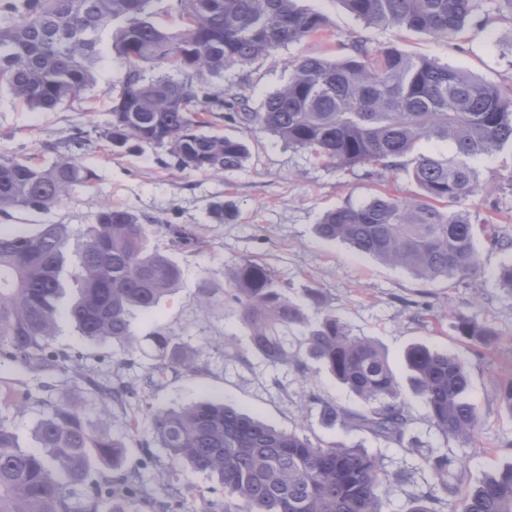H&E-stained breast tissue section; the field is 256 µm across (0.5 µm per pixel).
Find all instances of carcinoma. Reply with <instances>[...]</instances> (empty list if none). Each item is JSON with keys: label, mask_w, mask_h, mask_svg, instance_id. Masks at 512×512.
Instances as JSON below:
<instances>
[{"label": "carcinoma", "mask_w": 512, "mask_h": 512, "mask_svg": "<svg viewBox=\"0 0 512 512\" xmlns=\"http://www.w3.org/2000/svg\"><path fill=\"white\" fill-rule=\"evenodd\" d=\"M158 0H0V89L33 109L56 110L93 90L103 35L128 64L112 89L111 120L98 132L105 150L132 144L160 151L179 170L230 173L249 157L245 142L212 131L222 121L261 130L317 161L339 169L367 168L380 177L405 170L420 193L387 191L359 205L327 211L318 234L399 266L423 282L448 287L475 280L481 261L465 202L482 189L478 162L512 150V86L482 81L434 59L408 54L393 43L352 37L336 59L302 56L289 61L288 83L269 93L259 109L245 92L212 82L282 47L330 33L325 16L300 0H176L180 24L169 31L153 21ZM369 26L457 39L481 0H342ZM166 62L175 75H149ZM448 143L446 157L403 158L424 140ZM92 174L72 155L46 164L35 156L0 153V216L18 209L48 210ZM491 245L512 251V238L486 221ZM170 224L128 208L105 205L85 233L66 224H42L32 235L0 231V358L33 372L67 370L71 355L55 349L57 322L66 317L89 340L138 344L137 313L149 314L179 287L182 272L153 244ZM71 289L73 299L61 306ZM235 311L254 351L273 366L307 371L305 358L322 363L336 381L365 403L360 411L326 405L329 426L366 432L416 453L407 439L413 420L385 352L353 336L331 312L311 324L285 296L272 267L243 259L224 267V287L204 285L200 306L215 302ZM305 327L306 351L293 348L288 330ZM458 332L490 350L499 333L487 322L459 320ZM157 377L168 370L195 372L196 351L166 326L154 330ZM411 386L422 399L440 442L424 458L435 487L454 494L463 479L452 469L448 442L469 446L482 421L470 397V373L454 356L416 343L405 355ZM101 413H112L135 393L127 385L82 378ZM499 406L512 416V378L499 383ZM30 396L0 393V512H123L118 499L157 502L165 512H195L199 494L175 496L171 482L150 489L140 471L87 484L95 464L118 469L126 445L92 424L81 403L49 404L37 422V447L24 449L9 415ZM143 446L217 477L224 512H382L390 474L366 449L343 442L315 444L215 400L180 409H152ZM458 512H512V463L469 490Z\"/></svg>", "instance_id": "obj_1"}]
</instances>
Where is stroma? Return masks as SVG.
I'll use <instances>...</instances> for the list:
<instances>
[{"label":"stroma","instance_id":"1","mask_svg":"<svg viewBox=\"0 0 512 512\" xmlns=\"http://www.w3.org/2000/svg\"><path fill=\"white\" fill-rule=\"evenodd\" d=\"M303 4L323 14L333 34L288 45L247 66L225 71L224 85L246 84L252 107H259L267 93L287 83L289 59L342 57L355 35L374 44L393 42L410 55L435 58L485 81L512 85V23L500 19L491 5L477 12L460 40L444 43L395 27L364 25L341 0H303ZM126 68L125 59L106 41L91 102L76 100L43 111L0 91V152L36 154L46 162L69 153L93 175L91 186L72 187L51 209L19 210L0 217V229L31 234L42 224H65L78 235L102 205L112 204L163 224L186 227L196 238L195 244L171 252L183 273L176 293L162 301L155 313L137 315L134 328L141 336L160 325L174 328L181 343L196 349L197 372L168 373L153 388L149 379L154 362L147 349L121 352L112 342L80 336L67 322L61 323L54 342L56 348L78 356L85 376L104 383L122 381L138 390V398L113 407L105 426L112 438L127 445L125 469H141L150 487L170 476L178 488L201 492L195 503L198 512H207L210 504H222L224 489L217 478L186 466L174 467L163 449L145 451L141 436L130 427L135 418L147 423L155 407L177 408L221 399L278 429L307 436L313 443L342 441L367 448L388 472L411 470V481L388 483L383 512H409L413 499L429 491L431 478L418 456L365 432L324 424V405L357 410L363 403L323 367L314 363L302 374L291 367L272 366L252 351L249 331L237 315L221 308L201 311V285L223 282L225 265L243 258L269 263L286 295L302 307L309 320H316L321 312H333L352 335L371 339L384 349L412 408L411 433L423 448L437 447L439 437L411 388L404 366L407 348L422 343L467 362L471 394L482 424L474 443L455 451L464 470L458 494L512 463V418L498 404L499 382L512 377V294L499 288L494 277L507 253L478 242L482 276L472 284L451 288L443 281L421 282L403 268L323 239L316 225L324 211L363 202L383 186L396 195L412 197L419 192L417 185L402 170L380 180L362 168L336 169L257 130L242 131L250 157L242 169L229 174L179 170L148 148L113 154L94 141L74 148L72 137L77 130L89 131L107 123L109 90ZM480 170L485 188L466 203L473 220L479 223L493 217L500 228L512 232V156L483 160ZM218 201L232 209V219L222 222L213 216L211 206ZM461 317L490 323L501 335L499 344L486 352L459 336L454 325ZM1 389L30 395L27 407L10 415L20 444L28 448L36 444L34 428L46 402L81 399L87 418L98 419L97 406L84 399V385L68 372L36 376L18 364L0 360Z\"/></svg>","mask_w":512,"mask_h":512}]
</instances>
